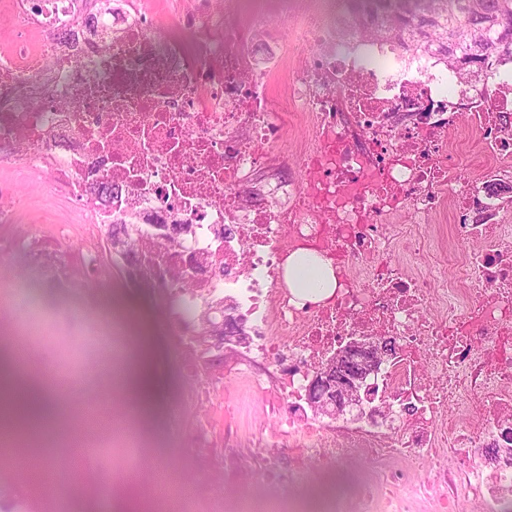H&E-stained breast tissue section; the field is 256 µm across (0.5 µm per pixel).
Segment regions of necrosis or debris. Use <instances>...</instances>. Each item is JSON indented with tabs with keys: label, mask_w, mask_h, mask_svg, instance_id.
I'll return each instance as SVG.
<instances>
[{
	"label": "necrosis or debris",
	"mask_w": 512,
	"mask_h": 512,
	"mask_svg": "<svg viewBox=\"0 0 512 512\" xmlns=\"http://www.w3.org/2000/svg\"><path fill=\"white\" fill-rule=\"evenodd\" d=\"M350 2L0 0V171L49 175L77 218L20 223L0 179V273L109 284L105 227L140 215L122 276L169 312L181 405L212 409L193 447L280 494L226 512H512V71L406 53L384 11ZM279 98L303 124L295 156ZM463 140L478 177L449 158ZM405 214L449 221L448 261L417 264L432 245ZM297 249L333 260L326 303H293ZM219 300L254 340L216 378L200 318ZM359 336L396 343L380 414L324 418L310 375ZM241 376L273 428L225 397Z\"/></svg>",
	"instance_id": "4bbe7bcc"
}]
</instances>
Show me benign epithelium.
<instances>
[{
    "label": "benign epithelium",
    "mask_w": 512,
    "mask_h": 512,
    "mask_svg": "<svg viewBox=\"0 0 512 512\" xmlns=\"http://www.w3.org/2000/svg\"><path fill=\"white\" fill-rule=\"evenodd\" d=\"M394 351L395 344L380 337L362 336L349 341L334 358L311 374L310 401L332 415H342L349 407L361 409L371 404L377 394L372 379ZM348 362L357 363L358 368L345 372L343 364Z\"/></svg>",
    "instance_id": "obj_1"
}]
</instances>
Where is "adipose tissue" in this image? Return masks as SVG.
Masks as SVG:
<instances>
[{
  "mask_svg": "<svg viewBox=\"0 0 512 512\" xmlns=\"http://www.w3.org/2000/svg\"><path fill=\"white\" fill-rule=\"evenodd\" d=\"M283 278L294 300L300 304L325 301L338 287L331 260L312 251L291 253Z\"/></svg>",
  "mask_w": 512,
  "mask_h": 512,
  "instance_id": "obj_1",
  "label": "adipose tissue"
}]
</instances>
